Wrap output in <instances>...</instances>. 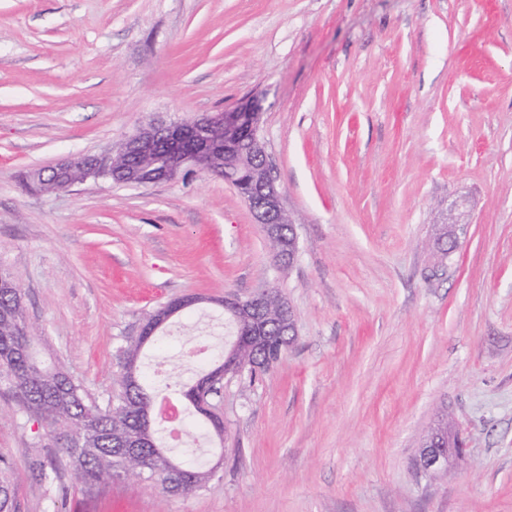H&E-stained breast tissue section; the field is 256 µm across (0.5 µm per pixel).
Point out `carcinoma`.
I'll use <instances>...</instances> for the list:
<instances>
[{
	"label": "carcinoma",
	"mask_w": 512,
	"mask_h": 512,
	"mask_svg": "<svg viewBox=\"0 0 512 512\" xmlns=\"http://www.w3.org/2000/svg\"><path fill=\"white\" fill-rule=\"evenodd\" d=\"M287 301L275 289L262 306L267 331L275 337L269 354L240 348L237 358L242 369L252 372L270 359L277 361L291 346L292 323L288 322ZM38 328L25 312L19 285L0 289V390L18 399L21 414L38 423L52 437L56 451L85 488L93 489L124 476L156 481L171 494H190L210 477L211 470L193 459L194 451L182 453L191 457L188 463H178L179 473L168 468L175 460L172 451L157 443L149 448H121L119 441L142 439L141 412L155 402L156 395L142 382L141 352L144 343L137 338L123 351L118 382L123 393L117 403L100 406L89 400L81 384L62 369L43 365L36 356ZM135 364L137 385L128 384L127 365ZM438 436L450 448H461L463 440L453 420L445 417L425 439ZM0 512H14L11 466L0 458Z\"/></svg>",
	"instance_id": "carcinoma-1"
}]
</instances>
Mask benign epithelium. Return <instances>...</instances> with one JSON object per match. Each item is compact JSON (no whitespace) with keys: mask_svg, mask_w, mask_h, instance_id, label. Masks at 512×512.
<instances>
[{"mask_svg":"<svg viewBox=\"0 0 512 512\" xmlns=\"http://www.w3.org/2000/svg\"><path fill=\"white\" fill-rule=\"evenodd\" d=\"M260 101L247 100L240 106L227 111H219L202 116L187 124H152L129 137L117 152L110 150L100 155L70 157L47 168L31 171L27 179L38 181V176L54 174L50 190L42 193L68 191L72 187L89 180L112 179V168L117 161L135 160V165L124 169L122 184L129 186H147L177 180L187 173H204L207 167L222 159L233 160L244 154L254 158L253 180L242 182L238 186L239 195L253 210L257 223L269 239L279 234L278 224L286 213L283 196L275 183L265 143L259 135L258 116ZM164 147L166 164L164 168H155L157 147ZM461 203L448 208L444 223L454 226L455 233L466 234L468 222L460 212ZM267 291L256 293L246 301L227 299V308L244 309L253 314L264 302ZM192 305L185 297L158 309L154 320L166 323L182 309ZM268 337L261 327L256 331L236 337L234 347L249 346L254 349L266 344ZM239 373L238 361L233 356L225 359L224 367L219 368L196 383L192 395L197 408L206 416L213 418L208 398L213 388L227 374ZM456 451L453 448L442 452L436 448H423L418 456L417 467L427 475L433 476L447 471L452 465Z\"/></svg>","mask_w":512,"mask_h":512,"instance_id":"7a95c632","label":"benign epithelium"}]
</instances>
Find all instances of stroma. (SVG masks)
<instances>
[{"instance_id": "obj_1", "label": "stroma", "mask_w": 512, "mask_h": 512, "mask_svg": "<svg viewBox=\"0 0 512 512\" xmlns=\"http://www.w3.org/2000/svg\"><path fill=\"white\" fill-rule=\"evenodd\" d=\"M259 97L296 225L277 266L222 178L87 182L35 194L31 170ZM466 198L456 251L434 227ZM0 269L97 404L119 348L160 306L203 297L143 369L215 335V299L273 288L298 335L224 378V421L182 393L185 442L217 472L191 496L125 478L84 491L31 462L55 443L0 392L15 512H512V0H0ZM466 441L445 473L419 448L441 410Z\"/></svg>"}]
</instances>
